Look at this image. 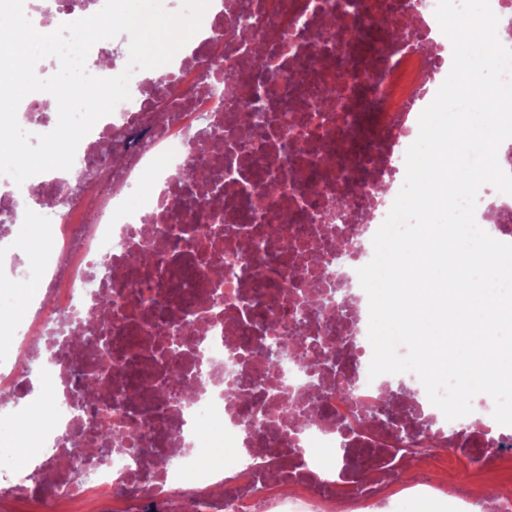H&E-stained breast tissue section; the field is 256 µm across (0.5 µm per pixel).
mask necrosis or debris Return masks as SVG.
<instances>
[{
    "instance_id": "obj_1",
    "label": "necrosis or debris",
    "mask_w": 512,
    "mask_h": 512,
    "mask_svg": "<svg viewBox=\"0 0 512 512\" xmlns=\"http://www.w3.org/2000/svg\"><path fill=\"white\" fill-rule=\"evenodd\" d=\"M438 2L413 12L390 0H223L165 80L134 72L150 95L102 117L70 171L26 181L29 223L15 182L0 177V222L43 242L38 260L8 272L41 290L0 356V410L19 405L21 372L41 361L26 438L52 451L46 480L15 478L1 498L34 499L38 512H397L408 498L470 512L481 502L475 477L512 458V426L486 394L447 420L413 373V398L390 399L369 377L358 276L452 67ZM331 20L352 31L327 45ZM358 20L392 33L363 96L338 65L363 53ZM257 53L266 67H252ZM230 68L247 77L231 93L214 83ZM323 75L338 96L318 91ZM19 108L30 133L57 124L50 94ZM131 129L137 144H118L87 174L107 136ZM338 205L343 218L328 221ZM343 275L347 305L323 302ZM284 338L296 358L267 367L260 350ZM385 404L394 422L382 429L369 414ZM93 421L111 426V443L89 445ZM470 424L480 451L448 457ZM337 448L363 477L326 467Z\"/></svg>"
}]
</instances>
